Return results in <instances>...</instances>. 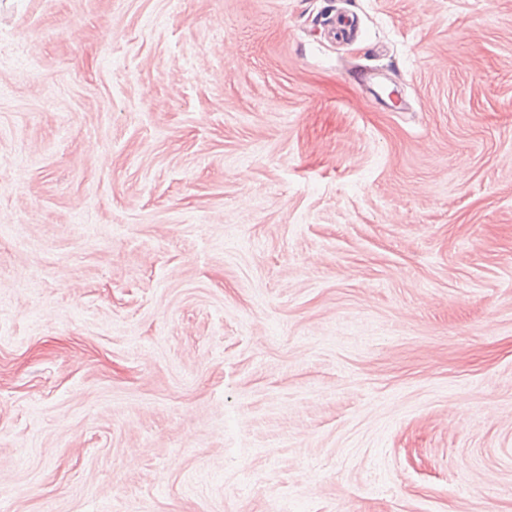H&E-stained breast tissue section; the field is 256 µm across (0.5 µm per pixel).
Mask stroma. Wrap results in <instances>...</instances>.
Wrapping results in <instances>:
<instances>
[{
  "mask_svg": "<svg viewBox=\"0 0 512 512\" xmlns=\"http://www.w3.org/2000/svg\"><path fill=\"white\" fill-rule=\"evenodd\" d=\"M0 512H512V0H0Z\"/></svg>",
  "mask_w": 512,
  "mask_h": 512,
  "instance_id": "stroma-1",
  "label": "stroma"
}]
</instances>
